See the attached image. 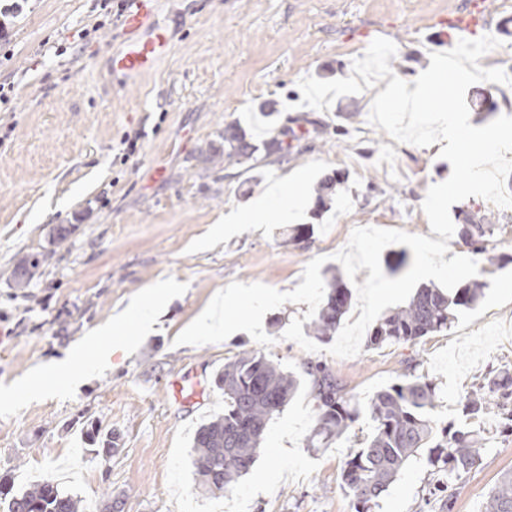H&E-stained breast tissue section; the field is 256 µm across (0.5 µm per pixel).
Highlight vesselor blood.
<instances>
[{
    "mask_svg": "<svg viewBox=\"0 0 512 512\" xmlns=\"http://www.w3.org/2000/svg\"><path fill=\"white\" fill-rule=\"evenodd\" d=\"M154 6L155 0H136L123 15L125 40L110 60L112 73L122 84L151 74L171 47L170 35L155 20Z\"/></svg>",
    "mask_w": 512,
    "mask_h": 512,
    "instance_id": "vessel-or-blood-1",
    "label": "vessel or blood"
}]
</instances>
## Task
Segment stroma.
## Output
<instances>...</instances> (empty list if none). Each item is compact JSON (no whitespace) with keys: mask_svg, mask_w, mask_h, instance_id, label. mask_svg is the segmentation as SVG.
I'll list each match as a JSON object with an SVG mask.
<instances>
[{"mask_svg":"<svg viewBox=\"0 0 512 512\" xmlns=\"http://www.w3.org/2000/svg\"><path fill=\"white\" fill-rule=\"evenodd\" d=\"M155 11L176 40L150 75L119 90L107 61L123 27L96 29L97 0H28L0 47V83L12 87L0 105V477L11 476L18 491L56 479L88 512L108 493L123 512H353L340 468L370 423L359 419L332 447L312 450L315 407L305 392L270 422L254 466L224 497L201 493L191 445L198 426L224 410L214 376L258 344L244 332L201 346L175 338L231 282L288 292L314 258L337 268L334 255L354 228L431 236L422 203L451 165L440 144L399 143L370 123L386 81L324 111L301 106L298 82L348 77L378 37L396 44L389 64L408 82L430 65L422 48L430 33L449 49L490 35L512 54V0H157ZM466 101L476 127L489 107L512 116V85L476 83ZM231 122L256 135L286 125L302 138L286 158L255 169L206 162L201 149L220 145ZM334 173L344 182L330 210L314 217L316 186ZM286 182L300 197L294 223L315 227L308 245L285 242L275 216L214 237L216 226ZM463 208L496 224L477 257L485 295L448 331L343 359L284 339L309 309L287 303L263 319L273 339L266 355L296 372L307 360L323 362L364 402L411 368L438 384V422L457 424L459 398L489 371L512 368V208L472 197L450 212ZM60 224L70 228L63 240ZM31 255L40 265L28 287H15L11 272ZM160 282L171 292L149 335L80 386L56 375L75 344ZM38 370L58 386L26 399L24 383ZM187 374L201 389L184 405L173 386ZM90 421L121 433L111 459L87 449L81 429ZM499 422L489 416L492 444L482 465L454 482L451 499L433 495V468L422 458L378 512H482L512 470V433Z\"/></svg>","mask_w":512,"mask_h":512,"instance_id":"1","label":"stroma"}]
</instances>
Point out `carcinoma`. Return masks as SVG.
<instances>
[{"label": "carcinoma", "instance_id": "obj_1", "mask_svg": "<svg viewBox=\"0 0 512 512\" xmlns=\"http://www.w3.org/2000/svg\"><path fill=\"white\" fill-rule=\"evenodd\" d=\"M224 143L209 146L206 159L228 164L257 160L266 155L285 156L299 136L288 127L259 146L247 138L236 123L224 126ZM459 236L468 245L481 243L492 232V223L478 220L460 210ZM314 235V225L297 224L288 232V241L306 244ZM39 259L20 260L14 271L18 288L28 286ZM485 284L469 280L453 290L434 285L416 289L409 302L382 316L369 333L368 345L414 344L418 340L450 329L459 317L472 309L483 295ZM327 292L308 335L325 341L340 328L352 304V290L336 274H330ZM224 392V413L201 425L193 438L194 467L200 483L212 496L222 495L256 460L269 422L288 402L308 385L315 403V424L307 438L309 448H330L362 416L371 422L360 446L350 450L343 466L339 489L351 497L354 512H375L399 475L422 453L429 455L436 472L448 474L437 484L448 491L452 482L478 468L492 442L485 418L492 412L501 416L500 426L512 433V370L490 371L478 387L461 403V422L450 429L439 427L434 419L437 384L427 378L404 372L398 382L374 392L363 404L349 394L336 375L320 362L303 363L302 372L287 371L264 353L245 350L214 378ZM84 437L95 456L108 460L119 451L121 435L98 426L86 425ZM7 512H86L82 499L64 491L59 484L43 481L17 492L11 480L0 477V504ZM484 512H512V473L501 476L489 493Z\"/></svg>", "mask_w": 512, "mask_h": 512}]
</instances>
